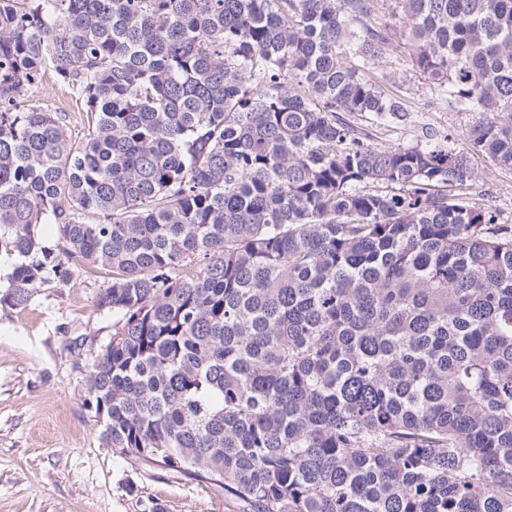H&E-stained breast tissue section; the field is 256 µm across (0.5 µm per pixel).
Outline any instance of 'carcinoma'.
<instances>
[{
	"mask_svg": "<svg viewBox=\"0 0 512 512\" xmlns=\"http://www.w3.org/2000/svg\"><path fill=\"white\" fill-rule=\"evenodd\" d=\"M396 3L457 144L374 142L416 109L369 0H0V303L108 268L103 439L243 512H512V226L470 198L512 0ZM32 103L44 110L52 112H69L71 117V135L76 141L83 134L84 123H86V112L83 105L68 90L61 88L52 74L47 73L42 80L34 85L30 92ZM416 125L421 123L431 124L436 129L447 131L455 143L460 142L466 134L469 126L475 119L474 114L465 112H450L448 109H435L434 112H415Z\"/></svg>",
	"mask_w": 512,
	"mask_h": 512,
	"instance_id": "cac0c4a2",
	"label": "carcinoma"
}]
</instances>
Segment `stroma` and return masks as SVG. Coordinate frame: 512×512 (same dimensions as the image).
Listing matches in <instances>:
<instances>
[{"mask_svg":"<svg viewBox=\"0 0 512 512\" xmlns=\"http://www.w3.org/2000/svg\"><path fill=\"white\" fill-rule=\"evenodd\" d=\"M34 104L71 117L81 138L86 114L77 98L45 75ZM474 202L512 225V171L474 161ZM108 270L77 265L66 283L38 288L23 306L0 304V512H239L203 479L119 457L84 405L93 352L116 321L98 306Z\"/></svg>","mask_w":512,"mask_h":512,"instance_id":"obj_1","label":"stroma"}]
</instances>
